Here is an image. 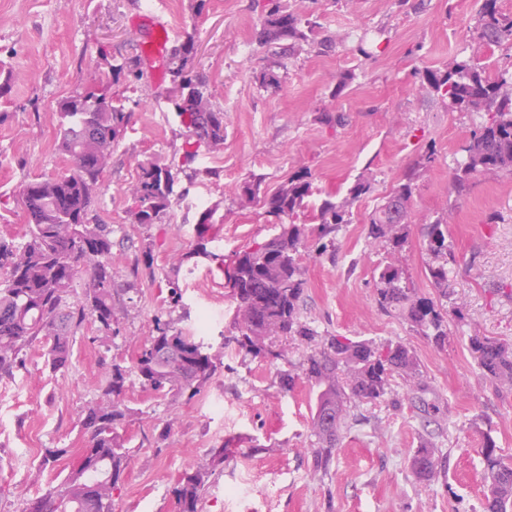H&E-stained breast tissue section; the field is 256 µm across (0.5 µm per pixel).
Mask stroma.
<instances>
[{
	"instance_id": "35a3bbf8",
	"label": "stroma",
	"mask_w": 512,
	"mask_h": 512,
	"mask_svg": "<svg viewBox=\"0 0 512 512\" xmlns=\"http://www.w3.org/2000/svg\"><path fill=\"white\" fill-rule=\"evenodd\" d=\"M283 2L318 21L333 37L332 48L299 43L283 55L260 45L255 0H207L200 14L193 0H0V83L8 85L0 96L1 238L19 241L27 233L19 190L28 178L69 171L53 148L58 101L102 69L100 46H110L117 60L141 51L145 30L134 20L147 10L156 9L174 37L195 30L198 60L225 126L223 147L200 148L195 161L211 177L174 201L171 223H130L127 190L139 161L171 163L181 127L168 104L153 97L167 80L148 74L128 90L131 123L112 152L95 207L114 228L112 274L134 308L120 318L117 336L86 324L64 372L49 374L34 350L14 380L0 381V512H21L25 500L61 481L66 462L41 468L43 449L62 447L75 456L86 447L81 410L102 382L103 361L130 362L160 316L204 337L220 366L199 393L173 402L129 382L124 402L135 413L123 433L130 459L114 512H174L178 475L214 448L224 449V463L201 512H483L478 450L488 431L512 457V392L482 378L468 339L479 334L512 344V173L478 177L465 195L452 193V157L481 116L449 111L419 75L456 56L508 68L512 49L472 39L481 0H426L418 10L400 0ZM360 41L368 55L356 52ZM265 69L275 85L258 82ZM345 74L350 81L337 90ZM326 112L344 113L345 123H325ZM430 146L438 158L425 167L420 160ZM413 166L418 179L405 273L420 293L432 295L422 226L444 215L457 256L448 304L463 312L449 314L450 336L441 348L375 301L386 253L370 246L368 222ZM302 169L312 175L309 206L330 197L348 202L351 212L334 250L304 263V321L322 336L402 342L415 352L424 380L413 392L393 379L385 400L354 404L331 466L319 473L310 430L316 389L302 378L290 391L280 384L302 352L291 349L284 361L242 352L232 340L234 303L219 269L221 260L279 231L262 204L241 205V183L263 175L261 189L270 193ZM360 178L371 189L351 199ZM206 210L207 254L172 271V258L194 248ZM492 214L497 223H488ZM428 442L440 450L438 474L422 482L409 457Z\"/></svg>"
}]
</instances>
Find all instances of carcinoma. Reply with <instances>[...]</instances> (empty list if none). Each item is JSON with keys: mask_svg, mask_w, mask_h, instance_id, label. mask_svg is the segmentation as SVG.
I'll return each instance as SVG.
<instances>
[{"mask_svg": "<svg viewBox=\"0 0 512 512\" xmlns=\"http://www.w3.org/2000/svg\"><path fill=\"white\" fill-rule=\"evenodd\" d=\"M257 41L288 51L306 42L330 48L333 39L321 34L318 22L292 12L280 0H262ZM474 39L484 47L512 45V14L499 0H482ZM195 33L186 32L166 54L170 83L165 100L179 118L183 133L181 168H191L203 146L224 144V109L213 99L209 80L195 61ZM142 55L125 57L58 102L54 118L55 151L80 168L77 174L42 175L20 190L29 224L25 240L0 238V381L12 380L28 351L38 346L43 365L52 374L72 361L77 334L91 320L106 337L116 333L121 310L112 276V225L98 223L94 201L112 163V150L124 138L132 113L125 106V90L142 80ZM421 82L454 112H484L470 138L458 150L452 190L460 195L476 176L494 178L512 172V71L496 73L476 59L458 58L437 69H427ZM416 171L399 178L385 201L369 219L368 239L388 250L391 262L379 270L376 303L394 313L436 346L448 343L449 266L456 263L448 240V221L439 218L423 227L432 262L426 267L435 297L410 287L400 266L408 239ZM262 178L253 175L240 185L239 195L252 201ZM174 166L152 159L138 163V176L129 189L131 223L141 226L170 223V207L177 196ZM313 195L309 173H295L288 183L262 199L265 213L280 224L278 234L236 252L227 266V281L235 302L234 328L238 347L252 356L287 359L276 348L281 338L297 345L320 341L318 350L299 362L300 375L317 389L311 433L316 467L324 469L340 446L350 404L377 402L391 392L398 376L407 384H421L417 356L405 344L377 345L346 336H319L302 319L305 229L300 215ZM210 212L197 225L198 247L174 259L180 267L207 253L204 240L211 228ZM318 250L334 246L331 234L350 222L347 205L325 199L318 207ZM469 350L483 377L512 390V347L485 336L469 338ZM220 362L206 350L204 340L157 319L147 343L132 359V370L120 363L106 365L98 395L83 407L82 427L88 447L95 449L88 464L70 468L65 478L38 497L45 512H112L114 492L128 467L129 449L119 432L132 415L124 403L129 372L140 386L159 397L175 400L196 394L207 385ZM437 448L425 445L410 457L418 479L436 473ZM484 485L483 512H512V457L497 448L484 433L479 448ZM224 449H212L210 458L194 462L179 475L173 493L175 512H199L203 491L214 468L223 463Z\"/></svg>", "mask_w": 512, "mask_h": 512, "instance_id": "obj_1", "label": "carcinoma"}]
</instances>
